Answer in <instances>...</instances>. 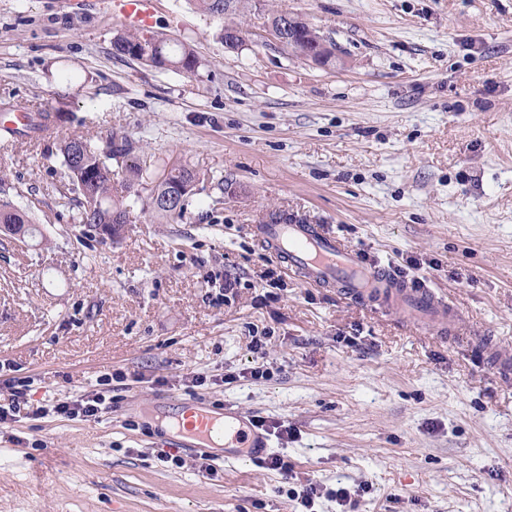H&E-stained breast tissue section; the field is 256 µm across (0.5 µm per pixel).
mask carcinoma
Returning <instances> with one entry per match:
<instances>
[{
	"mask_svg": "<svg viewBox=\"0 0 512 512\" xmlns=\"http://www.w3.org/2000/svg\"><path fill=\"white\" fill-rule=\"evenodd\" d=\"M197 9L211 16L226 17L244 15L252 0H191ZM294 30L306 38L307 45L319 43L322 37L317 30L299 17L293 18ZM241 24L224 25L220 38L225 45L237 50L243 45ZM113 48L118 56L144 62L158 69H174L193 72L199 66V58L189 44L174 42L165 34L155 31H118L113 40ZM52 115L38 112L27 116V122L20 127L0 125V138L17 139L41 133V141H56L57 149L63 158L64 187L76 194L79 208L78 223L88 229L101 224L127 222L131 211L138 202H143L147 210L172 220H183L187 212L188 200L179 207H164L155 202L154 194L163 195L186 185H192L200 175L185 166H172L165 178L150 188L147 197H142L138 186L143 179V168L134 156V146L125 136L112 134L100 141L83 135L57 137ZM124 176L127 194L121 199L112 198V177ZM0 224L7 230L23 232L34 237L39 230L27 212L18 208L8 195L0 196Z\"/></svg>",
	"mask_w": 512,
	"mask_h": 512,
	"instance_id": "obj_1",
	"label": "carcinoma"
}]
</instances>
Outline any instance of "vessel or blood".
<instances>
[{
  "mask_svg": "<svg viewBox=\"0 0 512 512\" xmlns=\"http://www.w3.org/2000/svg\"><path fill=\"white\" fill-rule=\"evenodd\" d=\"M123 19L141 27L151 22L150 0H122ZM254 234L262 248L286 263L289 271L306 282L332 286L349 298L359 299L377 310L398 309L430 322L439 336H446L447 325L457 311L432 289L419 288L385 270L366 265L356 251L316 224L297 219L287 224H258ZM178 433L191 447L210 448L224 443L244 449L247 459L268 451V438L255 429L245 413L233 408L215 411L197 404L189 423Z\"/></svg>",
  "mask_w": 512,
  "mask_h": 512,
  "instance_id": "b4317fda",
  "label": "vessel or blood"
}]
</instances>
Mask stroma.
<instances>
[{"mask_svg":"<svg viewBox=\"0 0 512 512\" xmlns=\"http://www.w3.org/2000/svg\"><path fill=\"white\" fill-rule=\"evenodd\" d=\"M280 11L333 65L270 40ZM242 22L234 52L222 20L155 0L154 30L199 57L186 73L116 56L112 0H0V99L60 113L63 134L128 137L144 187L168 163L200 175L186 220L138 207L100 244L60 153L0 142L39 229L25 247L0 231V395L11 377L33 405L113 398L96 421L0 426V512H296L307 479L314 512L363 484L360 512H512V377L472 342L512 350V0H253ZM273 212L444 296L449 341L290 273L253 233ZM217 273L238 280L228 300ZM199 401L293 427L270 439L291 478L233 448L165 461L162 416Z\"/></svg>","mask_w":512,"mask_h":512,"instance_id":"obj_1","label":"stroma"}]
</instances>
